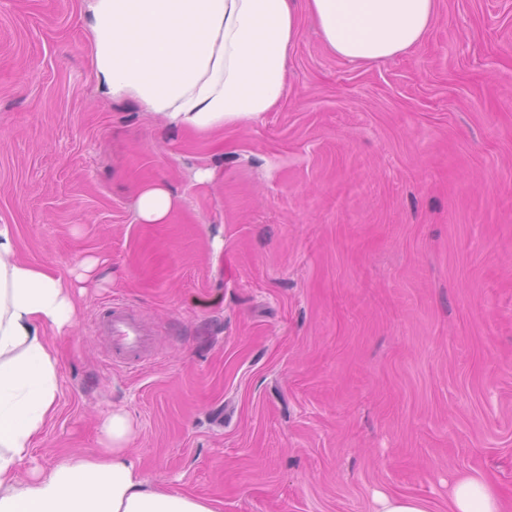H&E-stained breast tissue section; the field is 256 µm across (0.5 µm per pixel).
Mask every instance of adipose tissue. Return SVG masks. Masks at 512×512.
Here are the masks:
<instances>
[{
    "instance_id": "adipose-tissue-1",
    "label": "adipose tissue",
    "mask_w": 512,
    "mask_h": 512,
    "mask_svg": "<svg viewBox=\"0 0 512 512\" xmlns=\"http://www.w3.org/2000/svg\"><path fill=\"white\" fill-rule=\"evenodd\" d=\"M437 0H90L99 93L135 99L174 125L207 134L261 118L282 101L286 61L301 16L328 51L355 65L411 52L428 34ZM180 198L164 183L141 186L135 218L167 223ZM15 227L0 224V512H217L212 501L148 488L128 456L133 424L115 410L103 449L75 453L20 478L19 468L53 419L64 336L99 266L84 258L65 277L19 259ZM448 512H503L483 475L459 474Z\"/></svg>"
}]
</instances>
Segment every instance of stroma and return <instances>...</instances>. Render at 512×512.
Masks as SVG:
<instances>
[{"label": "stroma", "instance_id": "1", "mask_svg": "<svg viewBox=\"0 0 512 512\" xmlns=\"http://www.w3.org/2000/svg\"><path fill=\"white\" fill-rule=\"evenodd\" d=\"M87 11L0 0V223L30 264L102 260L32 466L121 409L148 486L218 512H448L462 472L512 502V0H437L367 66L302 18L280 104L205 136L99 94ZM155 181L182 202L137 223ZM115 304L138 363L98 328ZM99 324L114 337L113 357L132 359L140 354L147 334L135 314L123 307H112L99 319ZM374 512H431L429 503L411 496H391L383 492L374 497Z\"/></svg>", "mask_w": 512, "mask_h": 512}]
</instances>
